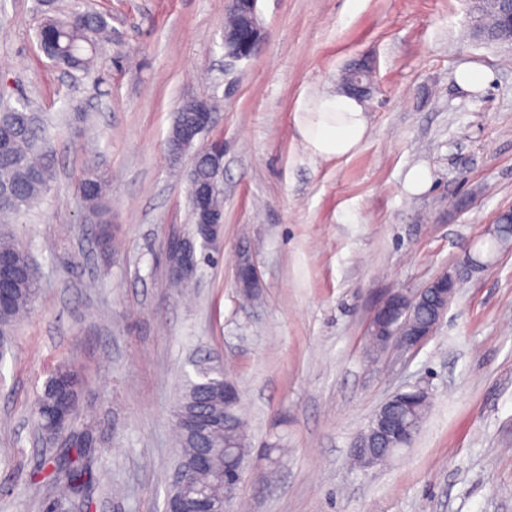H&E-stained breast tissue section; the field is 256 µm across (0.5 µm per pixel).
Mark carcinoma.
<instances>
[{
    "label": "carcinoma",
    "mask_w": 512,
    "mask_h": 512,
    "mask_svg": "<svg viewBox=\"0 0 512 512\" xmlns=\"http://www.w3.org/2000/svg\"><path fill=\"white\" fill-rule=\"evenodd\" d=\"M500 0H484L483 24L485 32H496ZM109 39L108 23L99 15L75 10L67 15L44 18L36 31L40 51L59 67L89 72L100 42ZM197 99L185 102L175 112L168 134V155L174 165L180 163L188 146L179 137V128L195 110ZM55 154L50 146V130L45 116L27 106L0 104V257L11 263L0 266V286L8 290V297L0 301V330L16 327L30 313L38 294L37 271L29 252L18 241L8 225L19 220L46 194L55 179ZM78 193L85 210L96 216L100 224V241L105 247L111 240V201L109 184L95 160L86 162L78 185ZM220 371L198 372V380L189 381L174 410L176 444L179 454L175 469L185 463L200 448H209L216 458V467L210 473L191 476L195 491L223 507V452L239 468H245L250 442L246 421L240 407L228 411L224 430H213L208 435H192L185 431L184 417L192 412H222L224 402L220 395H208L207 386L221 378ZM80 380L71 368H57L37 393L33 413L37 426L44 423L43 409L56 395L79 394ZM431 405L430 396L415 400L413 408L400 407L395 416L420 429ZM91 443L83 434L69 436L60 455L44 463L50 474L55 497L64 499L79 491L87 474L84 458Z\"/></svg>",
    "instance_id": "obj_1"
}]
</instances>
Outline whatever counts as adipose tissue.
Returning a JSON list of instances; mask_svg holds the SVG:
<instances>
[{
    "label": "adipose tissue",
    "mask_w": 512,
    "mask_h": 512,
    "mask_svg": "<svg viewBox=\"0 0 512 512\" xmlns=\"http://www.w3.org/2000/svg\"><path fill=\"white\" fill-rule=\"evenodd\" d=\"M301 139L313 155L331 159L354 154L368 133L363 103L342 93L304 102L298 125Z\"/></svg>",
    "instance_id": "1"
}]
</instances>
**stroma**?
Masks as SVG:
<instances>
[{"mask_svg":"<svg viewBox=\"0 0 512 512\" xmlns=\"http://www.w3.org/2000/svg\"><path fill=\"white\" fill-rule=\"evenodd\" d=\"M230 0H51L103 15L112 43L91 73L39 51L37 0H0V95L49 113L56 179L19 241L39 272L34 309L0 361V512H43L55 452L32 402L50 370L82 378L73 427L91 474L63 512H162L177 448L171 411L201 362L241 395L251 455L243 512H512V250L458 290L413 351L369 354L370 321L480 249L512 205V46L476 36L473 0H259L263 38L224 56ZM370 60L369 133L352 157L321 159L297 129L305 101L339 91ZM488 68L476 91L461 66ZM215 104L223 139L224 243L188 288L162 253L189 229L186 152L166 139L185 101ZM95 159L112 188L111 256L87 223L78 179ZM414 168L426 190L406 188ZM248 249L255 298L235 282ZM428 388L432 411L390 463L350 450L396 392Z\"/></svg>","mask_w":512,"mask_h":512,"instance_id":"stroma-1","label":"stroma"}]
</instances>
